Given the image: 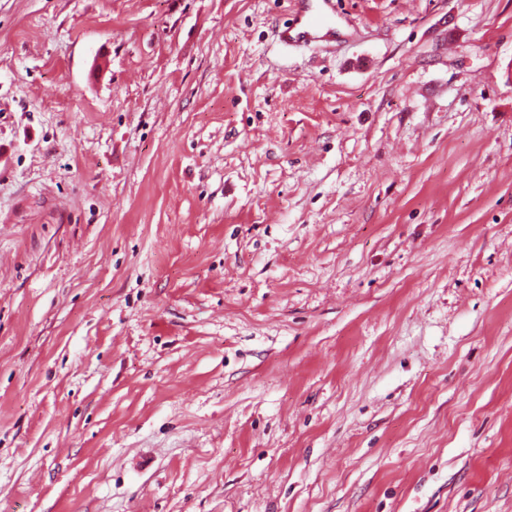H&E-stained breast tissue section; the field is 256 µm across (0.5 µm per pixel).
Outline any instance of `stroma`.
Segmentation results:
<instances>
[{
    "mask_svg": "<svg viewBox=\"0 0 512 512\" xmlns=\"http://www.w3.org/2000/svg\"><path fill=\"white\" fill-rule=\"evenodd\" d=\"M0 0V512H512V0ZM310 1L314 0H297L292 3L295 6L292 9L290 22L284 24L278 31V38L282 43L286 45L309 43L323 37L325 31L321 34L317 33L321 28L329 27L330 29L333 26V17H336L334 0H317L322 2L319 6H314ZM300 3H304L305 6Z\"/></svg>",
    "mask_w": 512,
    "mask_h": 512,
    "instance_id": "stroma-1",
    "label": "stroma"
}]
</instances>
